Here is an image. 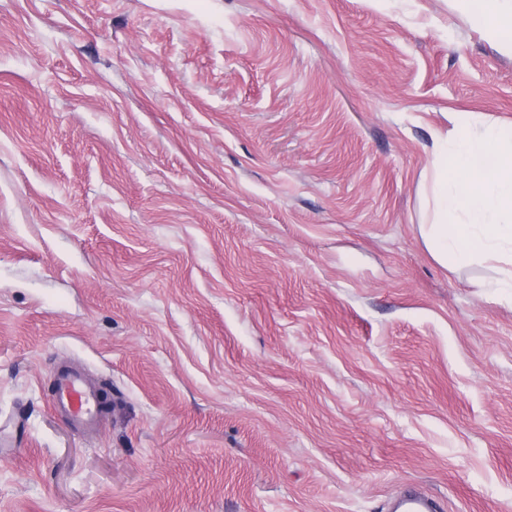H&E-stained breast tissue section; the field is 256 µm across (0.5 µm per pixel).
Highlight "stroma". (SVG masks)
<instances>
[{"mask_svg":"<svg viewBox=\"0 0 512 512\" xmlns=\"http://www.w3.org/2000/svg\"><path fill=\"white\" fill-rule=\"evenodd\" d=\"M452 112L512 126L453 0H0V512H512V304L421 234ZM54 384L53 408L78 426L95 427L101 412L99 391L88 385L84 375L64 367L56 374Z\"/></svg>","mask_w":512,"mask_h":512,"instance_id":"35a3bbf8","label":"stroma"}]
</instances>
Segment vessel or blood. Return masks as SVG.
I'll return each mask as SVG.
<instances>
[{
  "label": "vessel or blood",
  "mask_w": 512,
  "mask_h": 512,
  "mask_svg": "<svg viewBox=\"0 0 512 512\" xmlns=\"http://www.w3.org/2000/svg\"><path fill=\"white\" fill-rule=\"evenodd\" d=\"M54 384L53 408L64 412L78 426L95 427L101 412L99 392L88 385L84 375L65 367L56 374Z\"/></svg>",
  "instance_id": "obj_1"
}]
</instances>
